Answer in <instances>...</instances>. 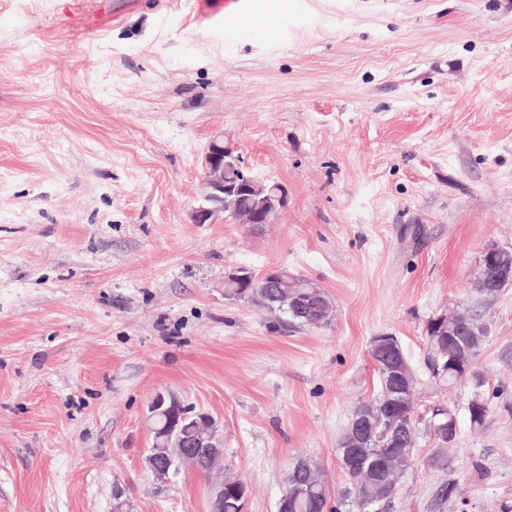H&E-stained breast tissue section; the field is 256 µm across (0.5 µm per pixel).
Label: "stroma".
<instances>
[{
  "label": "stroma",
  "instance_id": "35a3bbf8",
  "mask_svg": "<svg viewBox=\"0 0 512 512\" xmlns=\"http://www.w3.org/2000/svg\"><path fill=\"white\" fill-rule=\"evenodd\" d=\"M268 2L277 41L195 0H0V512H211L226 474L244 512H277L300 459L337 498L382 333L418 375L391 512H512V286H472L487 246L512 248V0ZM218 134L287 187L276 222H191ZM241 267L313 281L334 319L226 299ZM451 308L487 328L477 430L471 381L425 365ZM159 392L217 422L211 476L147 471ZM438 405L460 426L443 453Z\"/></svg>",
  "mask_w": 512,
  "mask_h": 512
}]
</instances>
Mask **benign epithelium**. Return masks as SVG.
Instances as JSON below:
<instances>
[{"label": "benign epithelium", "mask_w": 512, "mask_h": 512, "mask_svg": "<svg viewBox=\"0 0 512 512\" xmlns=\"http://www.w3.org/2000/svg\"><path fill=\"white\" fill-rule=\"evenodd\" d=\"M233 167L244 170L240 157L224 146V137L215 136L209 142L204 154V179L202 192L191 213L194 224H213L224 220V211L240 191L259 198L247 208L240 210L236 218L244 224H271L279 213L287 207L288 190L279 182H262L253 177L246 179L242 186L233 187L224 182V170ZM480 266L474 279V288L481 294H495L501 283L509 277L512 270V251L496 245L487 247L482 255ZM433 328L448 333L458 352L444 362L434 360L435 366H441L454 373H465L469 364L467 339L482 328L477 320L468 315L450 311L433 318ZM370 351L378 357V364L384 370L387 393L362 403L357 416L342 442L345 448L341 465L346 473L355 477L363 470L361 450L369 447L380 432V426L398 419L397 412L403 398L412 392L411 381L414 368L401 353L398 339L390 335L373 338ZM149 418L165 415L168 429L175 432L180 423L192 418L195 432L189 436L176 438L174 455L168 458L163 481L167 482L178 474L184 463H191L203 473V464L208 460V449L218 447L222 442L216 421L209 415L197 412L183 404L177 397L158 393L148 406ZM458 433V422L450 417L431 421V435L438 447L446 448ZM288 482L296 485L300 493L307 491L310 485V466L298 462L288 474Z\"/></svg>", "instance_id": "obj_1"}]
</instances>
